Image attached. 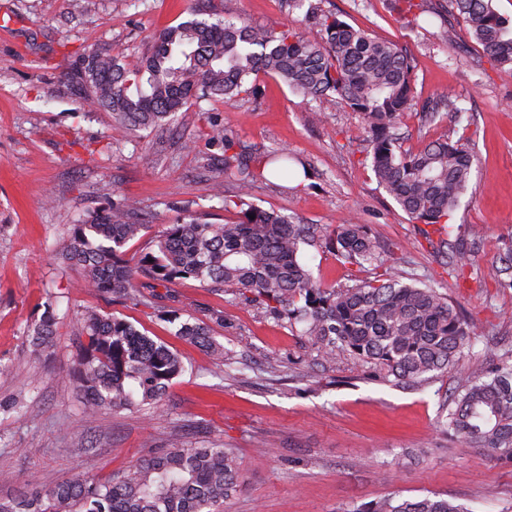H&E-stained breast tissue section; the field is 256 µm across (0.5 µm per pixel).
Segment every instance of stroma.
<instances>
[{"instance_id": "1", "label": "stroma", "mask_w": 512, "mask_h": 512, "mask_svg": "<svg viewBox=\"0 0 512 512\" xmlns=\"http://www.w3.org/2000/svg\"><path fill=\"white\" fill-rule=\"evenodd\" d=\"M445 0H425L418 21L395 0H322L371 36L411 54L418 109L401 119L402 148L438 137L464 139L477 161L452 216L475 256L449 275L447 250L428 243L380 187L357 112L336 98L309 102L279 80L259 77L254 96L232 107L214 101L178 112L169 127L122 137L109 112L83 109L70 75L80 54H146L156 33L188 17L190 0H0V498L24 496L76 476L107 479L144 456L212 441L233 448L243 486L227 512H354L396 496H437L477 512H512V463L462 447L438 424L440 406L475 359L512 347V288L495 283V263L512 241V78H503L462 17L444 19ZM214 17L309 30L303 11L281 0H208ZM467 112L424 124L420 107L442 97ZM223 124L236 147L293 154L302 181L258 183L253 202L308 224L356 217L394 250L398 272L436 286L473 320L481 337L449 368L396 386L337 350L325 364L305 337L232 292L188 279L171 307L209 322L230 364L177 336L152 308L80 288L58 254L79 214L136 199L153 226L187 215L223 222L211 186L221 149L206 134ZM55 205H47V197ZM303 261L327 286L374 275L343 265L323 245ZM57 314L52 347L34 354L29 334L46 306ZM90 308L132 323L181 356L185 371L155 414L120 411L86 421L83 393L69 376L77 320ZM83 453H75L76 445Z\"/></svg>"}]
</instances>
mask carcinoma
<instances>
[{
    "mask_svg": "<svg viewBox=\"0 0 512 512\" xmlns=\"http://www.w3.org/2000/svg\"><path fill=\"white\" fill-rule=\"evenodd\" d=\"M320 4L285 0L288 9L305 10L312 36L286 25L190 18L161 31L137 60L102 50L83 55L71 75L78 104L111 113L115 131L131 134L164 128L176 113L203 101H242L255 94L261 75L280 79L307 100L335 95L362 115L374 176L408 220L425 225L422 233L444 244L450 236L462 240L461 227L450 220L468 187L474 153L448 140H429L417 152L402 150L400 119L416 105L412 57L405 47L354 28ZM455 13L500 73L512 76V26L495 13L491 0H448V15ZM210 139L224 149L217 159L224 184L213 186L215 197L237 220L214 224L192 217L164 224L153 235L134 202L114 200L80 217L62 249V259L81 272L84 287L157 307L172 299L173 284L192 278L288 321L318 358L327 361L343 348L360 367L396 384L448 370L478 341L480 333L448 294L415 279L403 281L389 264L392 251L381 248L356 219L334 227L303 224L253 203L252 189L266 179L269 165L288 170V149L247 155L221 124L211 125ZM134 240L143 247L132 261L124 247ZM318 242L340 262L369 264L377 275L343 287L322 286L300 257L303 247ZM499 262L497 282L512 287V247ZM54 325L46 312L31 334L34 352L50 345ZM178 334L227 360L224 345L204 323L187 319ZM77 336V372L90 418L111 407L158 411L184 371L177 352L117 316L87 311ZM439 424L462 445L512 462V351L477 364L468 384L442 406ZM240 486L234 450L210 443L144 457L106 481L69 478L22 500L0 499V512H224ZM353 512L473 510L426 496L388 497Z\"/></svg>",
    "mask_w": 512,
    "mask_h": 512,
    "instance_id": "carcinoma-1",
    "label": "carcinoma"
}]
</instances>
